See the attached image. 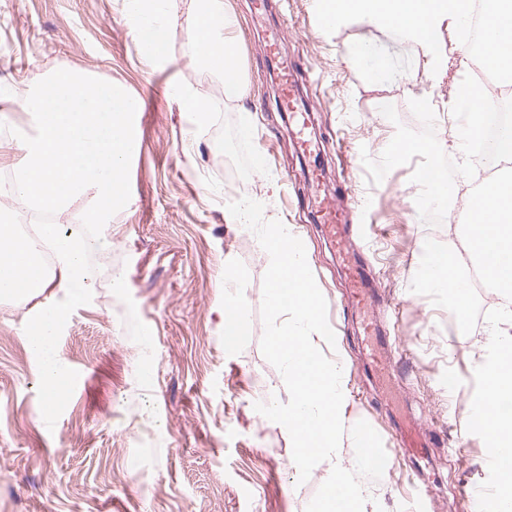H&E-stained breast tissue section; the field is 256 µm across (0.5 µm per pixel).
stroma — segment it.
Instances as JSON below:
<instances>
[{
    "label": "stroma",
    "instance_id": "35a3bbf8",
    "mask_svg": "<svg viewBox=\"0 0 512 512\" xmlns=\"http://www.w3.org/2000/svg\"><path fill=\"white\" fill-rule=\"evenodd\" d=\"M226 2L249 87L242 102L219 99L221 83L198 81L185 34L189 0H169L178 23L170 61L153 67L137 52L125 0H0V112L12 126L25 122L20 103L35 83L59 69L122 83L144 104L134 123L140 150L131 160L130 200L103 229L107 248L87 255L93 288L56 337L59 358L87 380L70 388L52 423L42 420L39 365L24 339L34 304L0 299V512H305L324 468L299 482L287 431L254 408L284 383L260 347L266 256L253 231L224 219L228 203L244 197L266 201L264 220L295 225L305 246L346 362L350 423L367 421L385 441L408 420L435 432L438 512H450L488 477L484 443L466 428L471 354L485 328L449 330L448 311L410 290L426 235L438 231L452 248L459 240L415 213L409 166L398 167L392 185H372L359 161L364 149L379 158L396 131L381 113L359 112L360 101L394 105L404 118L413 96L429 94L442 140L447 84L430 85L418 45L399 33L350 25L324 35L311 0ZM281 30L280 57L303 76L298 105L312 112L313 160L298 155L293 122L275 106L267 46ZM359 39L392 63L380 90L342 60ZM184 92L207 101L211 120L184 109ZM245 118L249 141L238 133ZM257 147L271 152L266 172L278 194L270 200L249 160ZM314 162L322 170L315 195L307 175ZM318 195L342 204L350 248L372 241L375 285L398 314L390 344L403 358L399 371L360 359L353 318L340 303L343 263L314 217ZM228 291L249 323L231 347L224 344ZM411 475L397 464L370 482L375 512H406L400 488Z\"/></svg>",
    "mask_w": 512,
    "mask_h": 512
}]
</instances>
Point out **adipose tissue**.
<instances>
[{
    "mask_svg": "<svg viewBox=\"0 0 512 512\" xmlns=\"http://www.w3.org/2000/svg\"><path fill=\"white\" fill-rule=\"evenodd\" d=\"M472 0H314L326 29L346 23L378 29H396L419 46L424 71L431 82L445 78L451 66L465 67L470 46L461 38ZM194 21L189 33L193 58L221 75L224 87L233 97L248 95L238 65L234 25L224 10L223 0H192ZM493 31L480 49L483 64L503 80L512 78V0H483ZM128 12L136 20L135 44L152 62L169 55L176 24L166 10V0H128ZM44 235L54 245L57 265L51 280L41 279L29 241L18 236L13 226L0 221V297L37 300L39 314L26 333V342L38 361L45 386V422L66 401L69 389L67 371L59 360L55 338L71 307L84 303L93 286V275L85 252L93 242L78 234H62L59 225L46 224ZM55 289L53 300L42 301L46 289Z\"/></svg>",
    "mask_w": 512,
    "mask_h": 512,
    "instance_id": "adipose-tissue-1",
    "label": "adipose tissue"
}]
</instances>
